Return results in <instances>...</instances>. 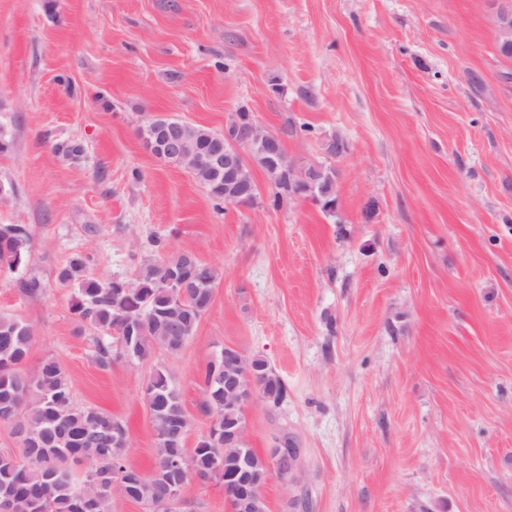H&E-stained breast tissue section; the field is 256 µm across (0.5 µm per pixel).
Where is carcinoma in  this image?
<instances>
[{
    "mask_svg": "<svg viewBox=\"0 0 512 512\" xmlns=\"http://www.w3.org/2000/svg\"><path fill=\"white\" fill-rule=\"evenodd\" d=\"M211 197L228 202L224 195V170L191 171ZM273 205L288 194L309 195L305 186L272 180ZM321 207L336 211V189L329 181L316 185ZM145 259L131 278L99 281L86 273L87 257L72 253L59 273L63 283L76 285L69 310L79 334L92 332L94 362L112 368L118 358L132 354L148 361L157 352L179 353L195 335L211 306L219 271L202 264L190 251ZM32 234L26 224H0V274H14L29 266ZM28 296L43 294L39 276L19 279ZM34 329L8 313H0V424L11 428L18 447L0 451V512H114L119 501L141 504L155 512L161 502L175 497L195 476L224 478V467L249 452L254 476L263 483L267 458L247 443L224 441V423L245 425L244 411L224 407V353L200 370L202 412L213 418L208 435L190 451L185 446L168 448L161 437L180 429L187 434L190 421L182 406V394L170 373L155 367L146 378L144 402L153 411L156 438L155 468L146 473L126 462L123 449L115 448L117 436L127 426L118 417L91 404H78L66 370L47 358L29 372L23 369L34 344ZM241 368L261 375L272 405L288 397L282 379L261 356L240 355ZM88 462L78 475L74 466Z\"/></svg>",
    "mask_w": 512,
    "mask_h": 512,
    "instance_id": "carcinoma-1",
    "label": "carcinoma"
}]
</instances>
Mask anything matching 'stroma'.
<instances>
[{"label": "stroma", "instance_id": "1", "mask_svg": "<svg viewBox=\"0 0 512 512\" xmlns=\"http://www.w3.org/2000/svg\"><path fill=\"white\" fill-rule=\"evenodd\" d=\"M512 0H0V224L32 233L46 290L0 276V311L31 324L28 369L56 359L77 403L125 421L126 460L154 464L143 400L166 367L208 434L197 373L225 346L263 356L287 401L247 406L246 439L301 450L268 512H512ZM249 113L290 160L335 168L337 209L309 197L217 205L151 153L140 125L223 132ZM345 145L329 154L330 142ZM69 145L81 152L66 153ZM188 250L212 305L175 355L100 369L57 274L132 276ZM183 512H230L190 480Z\"/></svg>", "mask_w": 512, "mask_h": 512}]
</instances>
